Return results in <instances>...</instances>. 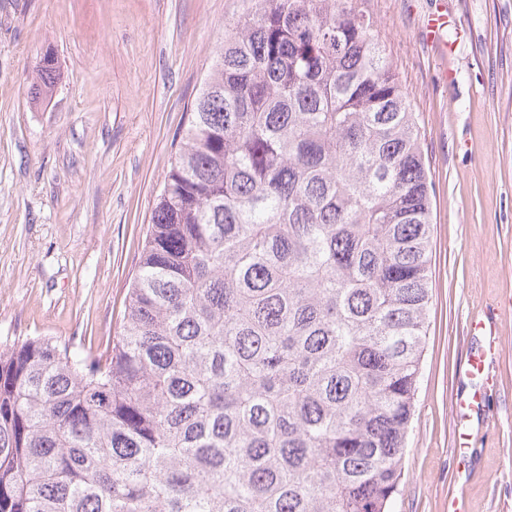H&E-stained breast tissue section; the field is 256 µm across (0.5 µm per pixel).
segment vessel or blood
<instances>
[{"instance_id": "1", "label": "vessel or blood", "mask_w": 512, "mask_h": 512, "mask_svg": "<svg viewBox=\"0 0 512 512\" xmlns=\"http://www.w3.org/2000/svg\"><path fill=\"white\" fill-rule=\"evenodd\" d=\"M470 328L474 331L475 335L483 337L484 344L477 348L475 353L469 355L466 363V371L468 374L481 376L483 388L482 390L476 391L469 398L456 399L450 403L456 432L455 452L458 460V468L462 471L467 468V458L473 431L471 425L472 419L474 415L479 414V412L484 409L485 388L491 387L494 384L493 377L486 368V362L497 349L494 337L486 332L487 326L484 320L472 321Z\"/></svg>"}]
</instances>
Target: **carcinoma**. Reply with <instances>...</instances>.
I'll return each instance as SVG.
<instances>
[{"label":"carcinoma","mask_w":512,"mask_h":512,"mask_svg":"<svg viewBox=\"0 0 512 512\" xmlns=\"http://www.w3.org/2000/svg\"><path fill=\"white\" fill-rule=\"evenodd\" d=\"M247 2L121 332L0 347V512H391L432 299L417 120L358 0Z\"/></svg>","instance_id":"cac0c4a2"}]
</instances>
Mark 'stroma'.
<instances>
[{"instance_id":"1","label":"stroma","mask_w":512,"mask_h":512,"mask_svg":"<svg viewBox=\"0 0 512 512\" xmlns=\"http://www.w3.org/2000/svg\"><path fill=\"white\" fill-rule=\"evenodd\" d=\"M244 0H0V344L119 332L187 114ZM420 128L432 302L393 512H512V0H365ZM448 13L450 55L423 42ZM57 82L33 100L40 58ZM454 79L444 82L443 70ZM488 319L498 350L469 468L452 398Z\"/></svg>"}]
</instances>
